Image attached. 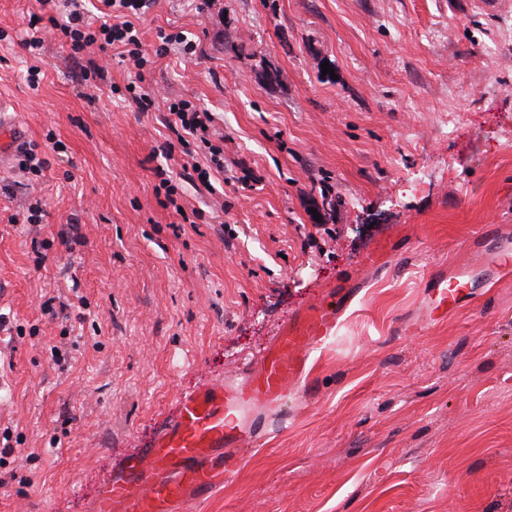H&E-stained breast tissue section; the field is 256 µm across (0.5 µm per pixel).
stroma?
Returning a JSON list of instances; mask_svg holds the SVG:
<instances>
[{"label": "stroma", "mask_w": 512, "mask_h": 512, "mask_svg": "<svg viewBox=\"0 0 512 512\" xmlns=\"http://www.w3.org/2000/svg\"><path fill=\"white\" fill-rule=\"evenodd\" d=\"M482 2L154 0L145 48L163 29L197 52L145 68L143 112L133 60L108 52L107 83L80 86L68 46L23 45L65 8L0 0V99L47 161L0 171V310L23 329L0 342V512H87L181 388L229 376L331 282L353 296L335 336L194 512H512V275L486 263L512 249V0ZM179 99L235 162L210 186L160 155ZM461 265L468 300L433 318ZM469 271L466 269L456 270L448 273L442 278L437 279L434 282V288H436V295L439 305L445 301L455 300L458 288H464L467 284Z\"/></svg>", "instance_id": "obj_1"}]
</instances>
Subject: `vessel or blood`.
I'll list each match as a JSON object with an SVG mask.
<instances>
[{"instance_id": "obj_1", "label": "vessel or blood", "mask_w": 512, "mask_h": 512, "mask_svg": "<svg viewBox=\"0 0 512 512\" xmlns=\"http://www.w3.org/2000/svg\"><path fill=\"white\" fill-rule=\"evenodd\" d=\"M27 144L23 124L14 123L0 137V169L8 168ZM467 282L464 269L437 279L438 301L455 299ZM326 294L330 307L304 306L283 319L266 347L233 380L204 378L180 390L150 451L134 456L99 489L90 512H193L205 495L220 490L224 474L237 464V448L254 438L251 419L276 412L305 376L311 353L334 336L350 298L337 295L332 286Z\"/></svg>"}]
</instances>
